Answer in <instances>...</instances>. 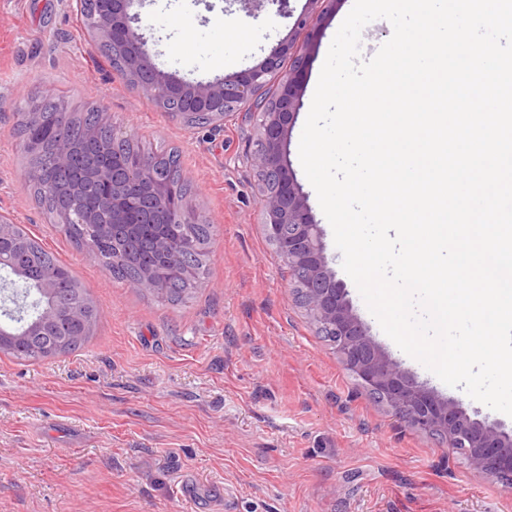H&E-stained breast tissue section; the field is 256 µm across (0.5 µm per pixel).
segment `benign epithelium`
Instances as JSON below:
<instances>
[{
    "label": "benign epithelium",
    "instance_id": "benign-epithelium-1",
    "mask_svg": "<svg viewBox=\"0 0 512 512\" xmlns=\"http://www.w3.org/2000/svg\"><path fill=\"white\" fill-rule=\"evenodd\" d=\"M309 11L298 17L288 39L272 48L254 66L210 81H187L159 69L139 33L142 17L132 12L138 0H105V7L86 18L95 42L112 48L121 60L123 75L137 88L152 90L151 100L166 110L176 97L197 102L212 124L231 116L229 106L242 107L254 101L267 79L280 76L272 105L256 113V138L247 162L273 188L262 192L261 209L265 229L282 260L298 278L297 298L311 319L330 331L331 344L345 370L370 395L378 396L395 417L415 430L440 438L456 450L468 465L512 488V431L472 417L463 404L442 398L410 373L402 369L369 334L355 314L343 284L336 280L328 265L323 233L314 220L300 185L287 161L289 136L296 123L303 96L302 75L309 63L311 42L324 19L339 0H307ZM72 158V146L61 140L52 157L54 165L66 168ZM156 163L143 152L137 165L117 169L103 162L91 177L106 185L108 191L96 206L77 214L61 212L58 223L77 221L88 227L84 241L87 250L97 252L98 239L112 236L117 243L137 234V224L129 221L138 214V224H165L169 211L168 187L151 181ZM16 225L0 212V246L13 241L25 245L15 232ZM155 253L173 264H184L175 243L165 236L155 239ZM11 294L7 300L14 309L6 312L11 324H0V349L19 336H33L67 316L93 323L100 311L79 301L62 310L54 303L55 284L47 275L33 276L15 268L10 273ZM165 296L169 285L154 280L146 267L140 277L126 283Z\"/></svg>",
    "mask_w": 512,
    "mask_h": 512
}]
</instances>
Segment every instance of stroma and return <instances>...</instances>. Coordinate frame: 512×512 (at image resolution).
I'll return each instance as SVG.
<instances>
[{
	"instance_id": "stroma-1",
	"label": "stroma",
	"mask_w": 512,
	"mask_h": 512,
	"mask_svg": "<svg viewBox=\"0 0 512 512\" xmlns=\"http://www.w3.org/2000/svg\"><path fill=\"white\" fill-rule=\"evenodd\" d=\"M354 0L313 40L288 160L330 266L371 336L418 381L512 430V417L445 385L401 351L342 267L299 158L330 44ZM267 0H146L157 66L207 81L246 70L287 39ZM251 26L254 43L237 31ZM94 104L142 150L178 148L187 203L212 227L206 274L177 303L126 287L76 248L26 187L17 114L44 85ZM248 108L190 128L100 56L74 0H0V211L66 263L100 310L82 349L40 360L0 352V512H512V489L375 403L317 334L265 237L246 157Z\"/></svg>"
}]
</instances>
